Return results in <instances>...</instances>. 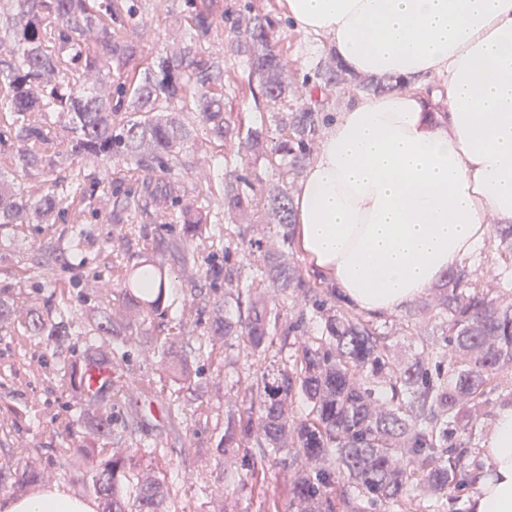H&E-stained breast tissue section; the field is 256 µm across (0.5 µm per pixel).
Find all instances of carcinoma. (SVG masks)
I'll return each mask as SVG.
<instances>
[{
    "instance_id": "cac0c4a2",
    "label": "carcinoma",
    "mask_w": 512,
    "mask_h": 512,
    "mask_svg": "<svg viewBox=\"0 0 512 512\" xmlns=\"http://www.w3.org/2000/svg\"><path fill=\"white\" fill-rule=\"evenodd\" d=\"M186 2L183 48L143 67L136 43L112 37L114 24L137 25L134 0H0V115L12 117L16 168L51 184L32 197L0 171V225L47 224L70 214L77 222L104 194L94 169L71 179L58 174L55 158L65 142L43 122L44 113H58L72 154L93 163L123 157L143 173L135 188L112 184L111 223L181 225L186 261L194 258L189 242L224 237V264L208 260L197 274L224 284V294L202 303L233 302L237 317L215 320L197 351L210 355L222 339L245 352L246 372L235 383L241 400L225 406L220 451L288 463V508L279 510L275 500L266 512H448V502L477 483V426L491 399L512 404V290L492 295L464 267L451 270L419 307L440 318L441 335L416 332L414 352L402 360L387 333L345 303L327 275L306 278L292 251L288 173L303 162L322 108L288 109V71L269 45V14L247 6L232 18L224 0ZM227 22L230 46L249 59L255 105L282 106L269 126L246 127L224 111V62L209 46ZM167 112H196L216 138L238 141L240 164L267 157L279 168L282 184L268 198L239 167L225 168L222 205L224 218L235 222L232 232L211 221V199L185 198L183 174L198 166L174 156L189 131ZM270 215L278 249L256 237ZM113 269L125 318L143 324L165 315L169 274L160 261L143 253ZM245 277L266 291L239 290ZM306 305L321 322L314 336L304 329ZM69 318L64 309L53 316L36 311L25 328L57 340L68 335ZM276 338L288 350L283 362L270 356ZM161 356L174 381L190 379L184 359L165 349ZM85 428L88 443L69 464L87 476L98 512H169L167 487L131 478L140 442L130 436L129 455L107 456L96 443L112 436V417L89 419ZM42 480L27 465L0 470V491L22 496ZM224 482L266 497L263 465L247 478L226 468Z\"/></svg>"
}]
</instances>
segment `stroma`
Here are the masks:
<instances>
[{"mask_svg": "<svg viewBox=\"0 0 512 512\" xmlns=\"http://www.w3.org/2000/svg\"><path fill=\"white\" fill-rule=\"evenodd\" d=\"M254 4L276 20L271 40L288 65L292 90L290 106L310 104V88L316 84L318 64L333 60L325 40L293 31L283 16L282 0H224L229 11ZM186 0H141V24L137 41L145 61L173 52L184 35L177 20ZM224 60V109L240 112L247 123L269 122V112L256 108L247 87L249 64L245 56L230 50L226 37L210 46ZM391 91L395 80L347 73L345 84L327 91L322 98L323 114L333 117L349 102L350 95L372 94L377 87ZM179 118L190 133L202 167L217 168L233 161L235 150L212 136L196 113ZM176 224H153L141 234L123 236L120 225L110 223L109 206L101 204L97 215L69 227L53 224H6L0 226V289L11 295L12 315L0 324V469L11 470L29 463L44 473L45 483H58L70 493L84 495L64 458L84 443L83 420L91 414L84 400L75 398L64 364L82 359L87 347H102L109 338L94 332H73L54 343L27 336L23 326L30 314L48 309L71 310L79 323L91 312L119 317L124 311L120 288L112 274L114 262L153 254L164 262L168 280V310L164 317L124 329L127 341L115 349L112 380L123 391L106 405L113 415L112 427L121 430L131 409H140L138 435L146 446L134 458L136 473H145L165 484L170 491V512H260L256 498L233 494L224 484V470L239 473L252 468L251 459L236 456L225 460L218 446L223 434L224 406L235 401L237 390L224 374V363L241 355L237 344L217 343L211 356H199L194 339L183 336L181 324L195 326L196 336L206 334L220 314H234L235 305L224 311L212 308L190 310L191 291L210 294L208 282L197 279L196 262L223 259L224 244L204 238L193 245L195 263L174 261L163 249L164 242L178 236ZM75 239L69 264H56L48 277L33 273L32 262L40 246L57 239ZM479 285L497 288L512 282V259L498 251L497 241L487 238L480 251L468 260ZM168 347L187 359L193 368L190 385L172 381L166 362L156 355Z\"/></svg>", "mask_w": 512, "mask_h": 512, "instance_id": "obj_1", "label": "stroma"}]
</instances>
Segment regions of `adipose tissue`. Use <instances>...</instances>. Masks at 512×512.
I'll use <instances>...</instances> for the list:
<instances>
[{"instance_id": "ef3b65f1", "label": "adipose tissue", "mask_w": 512, "mask_h": 512, "mask_svg": "<svg viewBox=\"0 0 512 512\" xmlns=\"http://www.w3.org/2000/svg\"><path fill=\"white\" fill-rule=\"evenodd\" d=\"M359 74L411 90L357 95L323 130L294 192L304 255L346 300L383 316L512 224V0H284ZM474 512H512V405L482 453ZM0 512H96L45 485Z\"/></svg>"}]
</instances>
